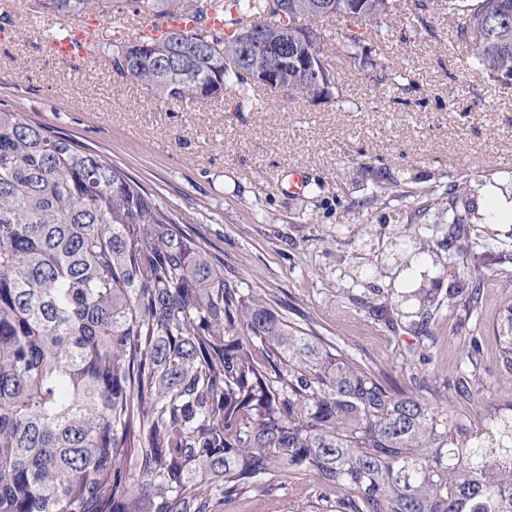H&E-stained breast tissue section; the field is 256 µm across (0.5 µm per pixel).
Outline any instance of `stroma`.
I'll list each match as a JSON object with an SVG mask.
<instances>
[{"label":"stroma","instance_id":"35a3bbf8","mask_svg":"<svg viewBox=\"0 0 512 512\" xmlns=\"http://www.w3.org/2000/svg\"><path fill=\"white\" fill-rule=\"evenodd\" d=\"M35 0H0V107L18 108L123 169L209 251L224 278L366 363L406 392L453 396L459 378L512 402V368L494 328L512 304V224L473 248L494 269L478 305L459 297L426 334L382 316L394 271L364 269L410 230L437 244L434 224L475 205L477 184L512 171V86L472 70L447 18H396L386 41L343 56L334 21H318L336 86L327 98L257 91L254 110L231 99L170 103L112 70L107 55L65 63L45 44L68 20ZM409 85L394 87L392 71ZM303 171L307 187L284 192ZM417 344L422 358L409 356ZM478 347L477 363L466 352ZM224 512H336L335 495L288 481Z\"/></svg>","mask_w":512,"mask_h":512}]
</instances>
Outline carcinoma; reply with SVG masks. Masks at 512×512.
I'll return each mask as SVG.
<instances>
[{
	"label": "carcinoma",
	"mask_w": 512,
	"mask_h": 512,
	"mask_svg": "<svg viewBox=\"0 0 512 512\" xmlns=\"http://www.w3.org/2000/svg\"><path fill=\"white\" fill-rule=\"evenodd\" d=\"M191 0L193 31L112 46V69L169 102L240 91L257 72L316 99L334 77L313 23L347 29L354 55L397 16L446 15L470 66L512 85V0ZM112 17L171 0H39ZM224 13L233 30L211 35ZM262 26L248 51L242 33ZM368 26L362 31V26ZM307 30L309 38L296 33ZM448 299L482 298L488 273L459 257L490 240L448 209ZM395 311L428 322L442 259L394 242ZM497 325L512 367V305ZM477 425L450 403L384 384L273 305L224 284V268L103 155L0 108V512H223L296 475L339 494V512H512V404L470 391Z\"/></svg>",
	"instance_id": "1"
}]
</instances>
